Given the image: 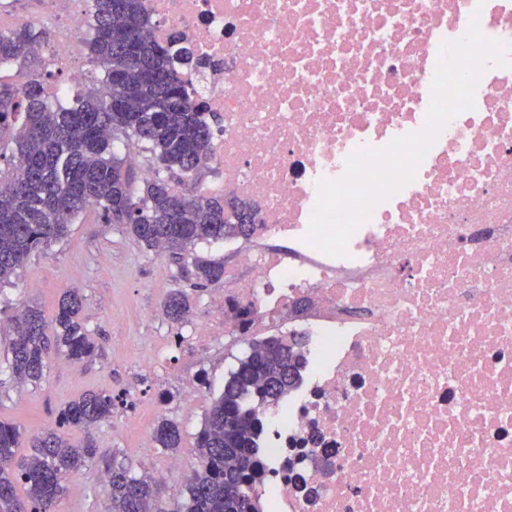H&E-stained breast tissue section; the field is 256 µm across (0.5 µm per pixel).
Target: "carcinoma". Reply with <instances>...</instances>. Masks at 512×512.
I'll return each instance as SVG.
<instances>
[{
	"instance_id": "carcinoma-1",
	"label": "carcinoma",
	"mask_w": 512,
	"mask_h": 512,
	"mask_svg": "<svg viewBox=\"0 0 512 512\" xmlns=\"http://www.w3.org/2000/svg\"><path fill=\"white\" fill-rule=\"evenodd\" d=\"M151 19L143 0H92L89 57L100 69L96 86L67 102L45 87V61L30 51L46 32L33 21L0 29V67L28 64L26 82L0 80V144L13 145L9 167L0 168V285L11 282L25 261L68 235L70 224L89 208L102 223L120 224L149 249L163 248L180 260L201 242L248 239L258 224V208L239 197L198 190L180 194L170 181L194 183L212 148L216 115L202 111L198 92L177 68L199 70L208 62L186 47L172 28L163 39L147 34ZM131 142L157 163L151 176L135 180L133 163L119 153ZM200 283L224 277L221 262L193 259ZM83 298L69 289L52 317L25 307L12 317L13 336L5 364L21 382L43 378L49 350L82 364L97 345L81 318ZM191 310L190 296L170 292L163 314L181 323ZM302 362L301 341L267 338L250 343L224 380L204 417L191 449L186 497L173 512H258L254 473L257 466L256 410L277 403L294 385ZM112 395L90 392L60 409L56 427L30 440L32 452L17 455L22 433L0 423V512H56L64 494L62 477L96 462L92 440L71 444L64 428L90 429L112 418ZM164 449L180 447L179 427L160 420L152 433ZM110 512H158L157 482L138 476L132 466L112 461L105 468ZM24 485L27 499L17 495Z\"/></svg>"
}]
</instances>
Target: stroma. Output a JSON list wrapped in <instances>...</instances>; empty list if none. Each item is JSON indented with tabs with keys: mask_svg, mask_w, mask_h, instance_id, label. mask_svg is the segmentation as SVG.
Masks as SVG:
<instances>
[{
	"mask_svg": "<svg viewBox=\"0 0 512 512\" xmlns=\"http://www.w3.org/2000/svg\"><path fill=\"white\" fill-rule=\"evenodd\" d=\"M71 288L83 297L81 316L98 345L95 357L75 365L50 354L46 376L36 384L18 383L0 367V422L18 425L29 437L54 426L67 401L103 391L112 395L116 410L87 434L103 457L132 463L138 475L163 470L175 454L156 448L146 455L141 448L165 417L182 432L177 455L190 458L213 398L248 351L246 338L224 337V304L215 298L223 282L196 287L170 257L145 248L120 225L102 223L90 210L66 238L32 254L11 284L0 287V355L12 334L10 318L21 306L52 314ZM176 289L194 300L180 325L160 314ZM198 324L208 327V335H194ZM173 336L183 337V344L170 345ZM87 435L75 430L71 439ZM102 471L96 463L70 478L59 512H108Z\"/></svg>",
	"mask_w": 512,
	"mask_h": 512,
	"instance_id": "stroma-1",
	"label": "stroma"
}]
</instances>
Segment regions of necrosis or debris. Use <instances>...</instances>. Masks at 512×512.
I'll return each mask as SVG.
<instances>
[{
	"label": "necrosis or debris",
	"mask_w": 512,
	"mask_h": 512,
	"mask_svg": "<svg viewBox=\"0 0 512 512\" xmlns=\"http://www.w3.org/2000/svg\"><path fill=\"white\" fill-rule=\"evenodd\" d=\"M145 6L208 60L188 81L221 119L218 186L259 208L224 244V332L305 338L257 413L260 512H512V68L481 74L344 256L310 238L320 180L424 127L442 43L475 20L512 59V0Z\"/></svg>",
	"instance_id": "1"
}]
</instances>
